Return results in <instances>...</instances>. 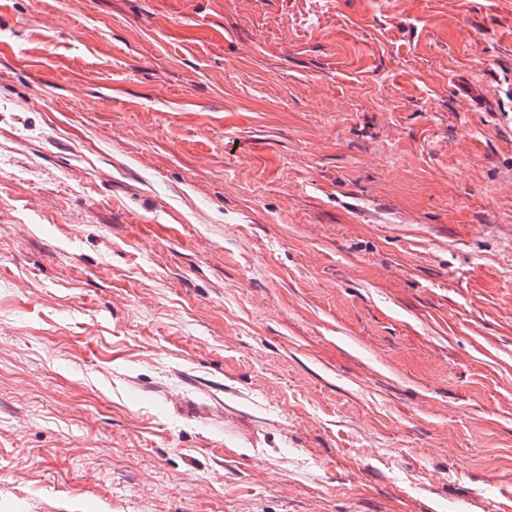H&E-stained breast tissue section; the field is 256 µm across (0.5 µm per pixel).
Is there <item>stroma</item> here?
Listing matches in <instances>:
<instances>
[{"instance_id": "obj_1", "label": "stroma", "mask_w": 512, "mask_h": 512, "mask_svg": "<svg viewBox=\"0 0 512 512\" xmlns=\"http://www.w3.org/2000/svg\"><path fill=\"white\" fill-rule=\"evenodd\" d=\"M512 512V0H0V512Z\"/></svg>"}]
</instances>
